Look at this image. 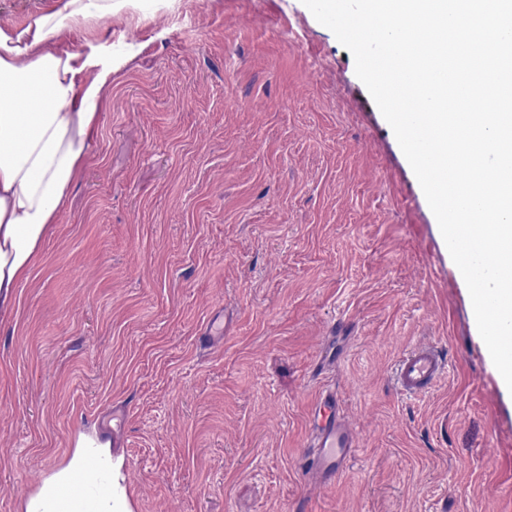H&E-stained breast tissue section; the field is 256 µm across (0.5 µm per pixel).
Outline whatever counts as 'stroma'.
<instances>
[{
	"instance_id": "stroma-1",
	"label": "stroma",
	"mask_w": 512,
	"mask_h": 512,
	"mask_svg": "<svg viewBox=\"0 0 512 512\" xmlns=\"http://www.w3.org/2000/svg\"><path fill=\"white\" fill-rule=\"evenodd\" d=\"M89 42L125 62L0 313V512L83 436L132 512H506L512 392L485 388L465 281L350 51L302 0H157L60 38ZM422 342L448 370L410 398L391 372ZM327 389L360 451L314 492Z\"/></svg>"
}]
</instances>
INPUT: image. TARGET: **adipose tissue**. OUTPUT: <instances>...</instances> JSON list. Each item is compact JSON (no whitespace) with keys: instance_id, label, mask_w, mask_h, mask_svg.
Instances as JSON below:
<instances>
[{"instance_id":"adipose-tissue-1","label":"adipose tissue","mask_w":512,"mask_h":512,"mask_svg":"<svg viewBox=\"0 0 512 512\" xmlns=\"http://www.w3.org/2000/svg\"><path fill=\"white\" fill-rule=\"evenodd\" d=\"M131 0H59L25 26L0 27V312L33 267L52 224L66 207L93 137L96 107L112 84L119 62L102 43L83 50L59 47L66 28H84L112 15ZM98 457L106 476L95 495L56 489ZM131 512L122 487L121 465L109 443L82 440L67 464L27 505L39 512Z\"/></svg>"}]
</instances>
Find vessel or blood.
<instances>
[{
  "label": "vessel or blood",
  "instance_id": "obj_1",
  "mask_svg": "<svg viewBox=\"0 0 512 512\" xmlns=\"http://www.w3.org/2000/svg\"><path fill=\"white\" fill-rule=\"evenodd\" d=\"M445 370L446 361L437 348L421 343L401 356L394 377L402 392L418 396L426 394ZM318 408L321 416L311 427L312 452L304 458V470L315 489L335 481L359 449L358 434L341 414L335 395L324 394Z\"/></svg>",
  "mask_w": 512,
  "mask_h": 512
}]
</instances>
